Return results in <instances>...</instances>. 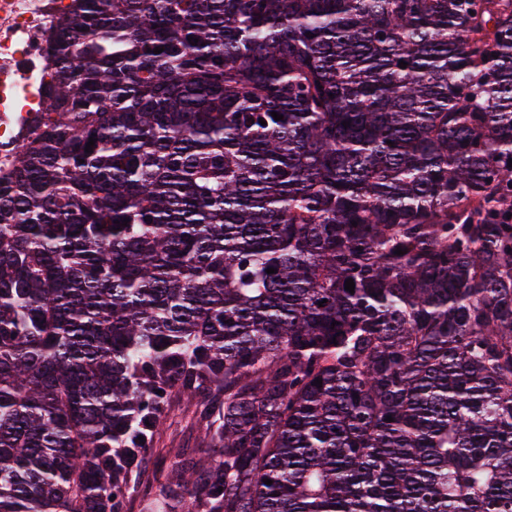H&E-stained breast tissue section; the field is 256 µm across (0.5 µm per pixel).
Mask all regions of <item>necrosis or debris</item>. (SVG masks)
<instances>
[{"mask_svg": "<svg viewBox=\"0 0 512 512\" xmlns=\"http://www.w3.org/2000/svg\"><path fill=\"white\" fill-rule=\"evenodd\" d=\"M73 0H0V181L42 131L51 45Z\"/></svg>", "mask_w": 512, "mask_h": 512, "instance_id": "obj_1", "label": "necrosis or debris"}]
</instances>
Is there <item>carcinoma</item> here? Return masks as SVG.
Segmentation results:
<instances>
[{"label":"carcinoma","instance_id":"obj_1","mask_svg":"<svg viewBox=\"0 0 512 512\" xmlns=\"http://www.w3.org/2000/svg\"><path fill=\"white\" fill-rule=\"evenodd\" d=\"M54 57L0 512H127L183 397L150 512H512V0H75ZM201 424L192 401L180 400L172 407L163 426L162 452H151L144 464L145 475L133 493L128 512H144L143 506L155 492L154 477H164L179 455L200 456L207 452L201 438ZM178 455V456H177Z\"/></svg>","mask_w":512,"mask_h":512}]
</instances>
